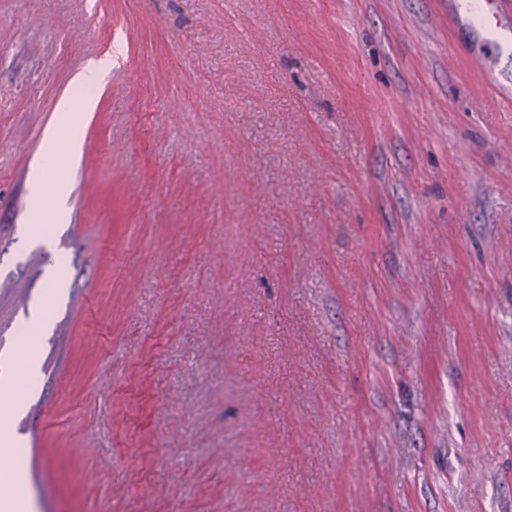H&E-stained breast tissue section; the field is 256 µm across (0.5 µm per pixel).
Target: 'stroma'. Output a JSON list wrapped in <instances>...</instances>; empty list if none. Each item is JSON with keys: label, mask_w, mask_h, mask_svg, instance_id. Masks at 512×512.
Segmentation results:
<instances>
[{"label": "stroma", "mask_w": 512, "mask_h": 512, "mask_svg": "<svg viewBox=\"0 0 512 512\" xmlns=\"http://www.w3.org/2000/svg\"><path fill=\"white\" fill-rule=\"evenodd\" d=\"M455 9L0 0V356L51 318L8 418L32 512H512V102L480 63L512 90V60ZM112 50L105 57L91 62L86 69L76 77L77 84L96 86L112 70ZM75 104L72 100L66 99L59 103L57 108V129L58 132L62 130H71L70 137L65 141H61L59 135L50 136L51 143L44 154L43 170L34 178L31 186V192L34 198V208L32 215V222L28 225L29 236L37 241L46 242L52 236L51 225L46 224L43 219V211L45 207V191L49 182L53 181L54 175L66 157L71 156L72 151L76 150L78 140L74 139V132L76 130V114ZM64 191V184L59 181H53V209L52 215H56V207L61 206L62 200L60 196Z\"/></svg>", "instance_id": "obj_1"}]
</instances>
